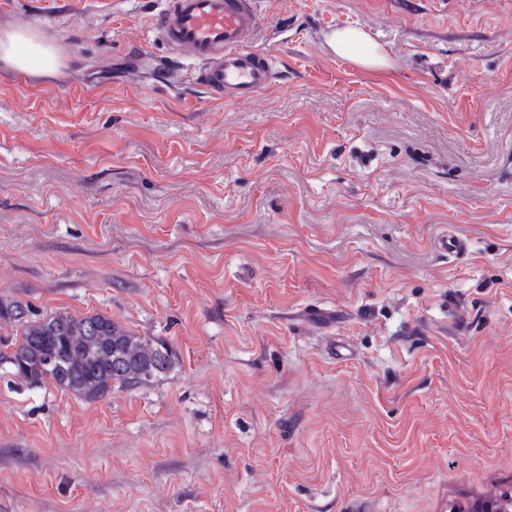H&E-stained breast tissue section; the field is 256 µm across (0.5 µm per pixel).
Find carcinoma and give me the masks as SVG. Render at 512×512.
Returning a JSON list of instances; mask_svg holds the SVG:
<instances>
[{"label":"carcinoma","instance_id":"1","mask_svg":"<svg viewBox=\"0 0 512 512\" xmlns=\"http://www.w3.org/2000/svg\"><path fill=\"white\" fill-rule=\"evenodd\" d=\"M8 327L15 340L12 351L0 354V363L31 385L50 381L86 400L104 398L116 386H146L176 365L167 343L98 313L59 310L35 318L28 304L1 297L0 328Z\"/></svg>","mask_w":512,"mask_h":512}]
</instances>
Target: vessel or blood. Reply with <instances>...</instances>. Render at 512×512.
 <instances>
[{"label":"vessel or blood","mask_w":512,"mask_h":512,"mask_svg":"<svg viewBox=\"0 0 512 512\" xmlns=\"http://www.w3.org/2000/svg\"><path fill=\"white\" fill-rule=\"evenodd\" d=\"M148 27L171 56L191 62V80L214 100L256 101L279 78L259 47V0H160Z\"/></svg>","instance_id":"1"}]
</instances>
